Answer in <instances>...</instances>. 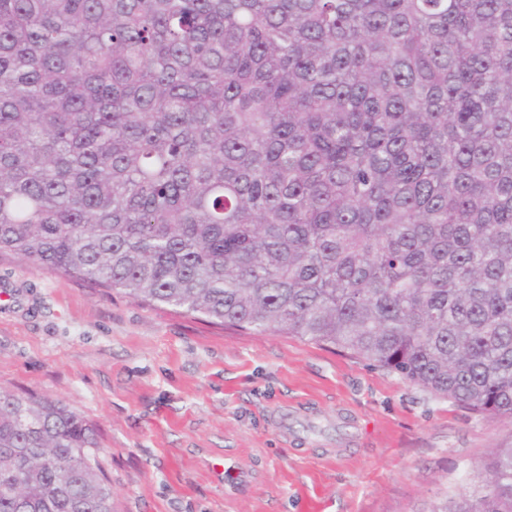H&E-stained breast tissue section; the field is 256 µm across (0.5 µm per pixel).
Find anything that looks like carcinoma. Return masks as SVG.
<instances>
[{
	"label": "carcinoma",
	"instance_id": "cac0c4a2",
	"mask_svg": "<svg viewBox=\"0 0 512 512\" xmlns=\"http://www.w3.org/2000/svg\"><path fill=\"white\" fill-rule=\"evenodd\" d=\"M3 254L512 418V0H0ZM95 448L0 391V512H112Z\"/></svg>",
	"mask_w": 512,
	"mask_h": 512
}]
</instances>
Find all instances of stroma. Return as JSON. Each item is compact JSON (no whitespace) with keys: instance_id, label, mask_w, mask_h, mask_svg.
I'll return each instance as SVG.
<instances>
[{"instance_id":"stroma-1","label":"stroma","mask_w":512,"mask_h":512,"mask_svg":"<svg viewBox=\"0 0 512 512\" xmlns=\"http://www.w3.org/2000/svg\"><path fill=\"white\" fill-rule=\"evenodd\" d=\"M97 429L114 512H429L512 419L347 352L0 257V390Z\"/></svg>"}]
</instances>
